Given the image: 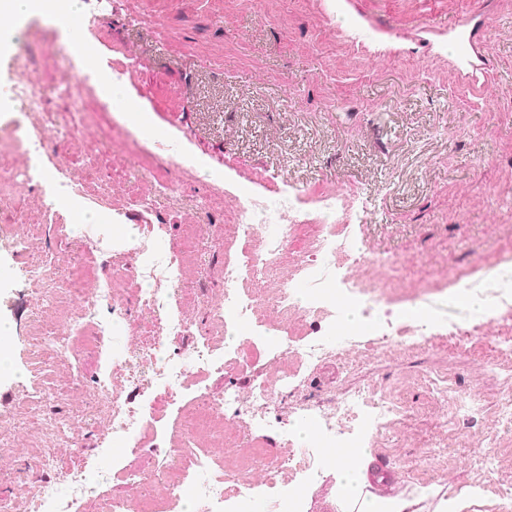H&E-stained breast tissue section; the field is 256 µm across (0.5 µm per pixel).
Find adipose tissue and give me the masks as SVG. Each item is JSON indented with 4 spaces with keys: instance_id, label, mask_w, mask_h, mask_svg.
Here are the masks:
<instances>
[{
    "instance_id": "obj_1",
    "label": "adipose tissue",
    "mask_w": 512,
    "mask_h": 512,
    "mask_svg": "<svg viewBox=\"0 0 512 512\" xmlns=\"http://www.w3.org/2000/svg\"><path fill=\"white\" fill-rule=\"evenodd\" d=\"M370 459L365 444L329 452L327 463L342 477V494L351 503L359 504L361 512H414L412 500L394 497H374L361 500V488L367 481V464Z\"/></svg>"
}]
</instances>
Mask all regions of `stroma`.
Wrapping results in <instances>:
<instances>
[{
	"label": "stroma",
	"mask_w": 512,
	"mask_h": 512,
	"mask_svg": "<svg viewBox=\"0 0 512 512\" xmlns=\"http://www.w3.org/2000/svg\"><path fill=\"white\" fill-rule=\"evenodd\" d=\"M117 40L135 56L131 79L113 102L95 91L85 95V136L69 142L46 136L32 180L11 207L0 208V323L16 370L0 378V431L16 425L19 403L43 383L29 345L44 295L30 276L34 257L77 268L85 238L102 237L103 264L89 286L104 288L111 264L125 260L111 244L126 225L154 224L156 244L168 253L180 249L187 226H194L196 245L168 287L171 312L192 316L195 324L188 335L169 337L166 356L180 364L183 353L207 340L208 306L221 293L225 253L215 240L235 205L181 169L183 158L228 175L241 196L264 188L311 195L358 189L366 215L358 243L369 256L402 257L403 298L448 269L478 276L512 254V0H88L77 29L21 8L0 34V156L19 117L9 97L18 56L49 94L75 42L94 47L93 59L77 61L94 75L106 69ZM125 105L144 113L149 129L130 124ZM157 141L168 144L167 154L155 155ZM87 152L98 159L96 177L111 186L105 204L92 197L59 203L62 227L43 226L42 210L53 203L49 185L62 172L86 179L81 157ZM159 181L173 182L175 193L156 197L146 215L127 207L128 196ZM21 232L30 234L31 251L17 247ZM118 293L117 307L100 305L97 319L108 326L121 311V330L101 351H73L60 361L53 394L31 414L62 423L55 444L63 466L110 473L80 512H97L102 499L138 512L140 496L122 472L149 477L163 470L201 393L217 397L228 387L247 388L274 365L254 319L238 325L235 336L261 352L248 373L192 371L172 391L119 383L122 397L143 408L139 438L146 449L133 452L134 440L109 434L112 398L99 389L129 345H153L156 327L134 287L119 284ZM472 319L487 328L479 344L458 346L441 336L426 348L380 353L367 350L371 329L343 334L324 323L308 325L307 337H325L332 353L302 368L272 408L265 430L271 445L280 442L279 419L329 405L351 388L384 389L402 407L392 417L401 441L394 448L372 445L370 482L389 483L391 495L415 501L417 512H436L440 499L464 492L473 495L464 512H500L494 490L512 485V442L499 445L493 469H478L469 448L451 444L445 416L423 385L426 376L445 375L455 389L485 399L501 386L503 371H486L485 364L512 339V320L481 313ZM439 440L449 442L447 455L413 476L420 451ZM24 445L20 439L0 446V512H22L18 489L37 488L29 460L19 453ZM311 453L324 481L296 478L292 488L310 512H343L326 443Z\"/></svg>",
	"instance_id": "obj_1"
}]
</instances>
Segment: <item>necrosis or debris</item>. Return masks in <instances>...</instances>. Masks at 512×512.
Segmentation results:
<instances>
[{"instance_id": "obj_1", "label": "necrosis or debris", "mask_w": 512, "mask_h": 512, "mask_svg": "<svg viewBox=\"0 0 512 512\" xmlns=\"http://www.w3.org/2000/svg\"><path fill=\"white\" fill-rule=\"evenodd\" d=\"M68 78L55 88L54 98H47L36 87L31 72L22 76L11 88V98L19 105L22 116L12 130L16 159L12 166L14 177L29 180L32 158L38 157L44 147L40 137L24 130L27 119L41 118L56 135L71 138L83 130V114L79 100L92 90V80L87 75H76L75 62H68ZM66 103L65 113L55 112L52 99ZM361 213L358 197L354 191L344 190L318 196L290 195L286 193L258 194L246 202L237 203L234 211L235 235L248 239L251 249L244 261L225 258L221 270L224 289L219 300L213 302L211 314L224 334L223 349L202 345L185 355L181 368L171 367L163 357L166 334H158L153 346L133 347L128 351L124 362L112 367L113 379L133 381L145 379L147 384L176 388L184 369L203 363L220 372L225 367L224 353H235L239 367L251 366L255 351L239 348L234 343L235 328L238 323L255 315L262 297H270L276 314L291 318L295 324L287 340L282 345L283 354L298 357L300 363L311 366L325 359L330 350L318 340H304L297 330L298 325L312 320L322 322L330 313L335 301L336 288H343L354 296L355 302L345 310V317L360 316L363 321L377 327L375 348L390 344L400 346H425L432 344L436 336L435 319H442L452 336L460 343L476 342L478 331L467 322L468 311L449 315L440 294L445 284H464L472 295L481 300H489L503 310V317L512 320V260L497 261L498 274L494 277L478 276L470 281H462L460 275L449 276L447 283H434L411 298L413 308L419 312L420 320L414 324L394 323L389 311L396 304L394 295L385 294L372 286L364 274L365 269L375 268L389 273L396 272L403 264L395 253H383L366 257L361 248L352 240V227L360 223ZM303 224L314 227V235L306 256L293 267L289 278L277 281L272 290L259 288L260 278L278 266L287 253L288 241L294 230ZM153 234L150 225L141 224L131 237L136 254L142 256L139 267L116 266L112 269L113 280L143 282L139 297L142 307L150 315H157L161 303L158 290L154 288V270L161 259L154 249L147 245ZM308 282L305 291H297L294 279ZM55 286L67 293L77 303L78 328L75 336L65 335L56 323L42 324L32 341L37 349L35 360L45 375H52L55 364L62 360L69 347L77 342L103 346L104 333L97 328L95 320L101 303L113 302L112 291L94 289L83 291L72 287L64 274H57ZM291 371H284L275 379L256 380L247 391L225 389L217 398L202 395V411L198 417L186 421L182 428V445L170 449L169 464L160 475L161 481L169 490H176L183 475L195 471L202 478L197 484V497L205 505L204 512H239L240 501L245 492L254 489L258 482L276 484L279 477L287 473H298L301 478L317 481L322 477L308 453L294 449L296 443V419H289L279 436L282 445L270 447L267 439L243 437L236 427L241 418H249L255 428L266 424V413L273 405L277 390L290 384ZM427 389L439 405H454L462 422L456 428V436L461 444L470 448L476 459L490 461L491 441L485 433L472 430L465 424V416L482 411L479 397L471 394L451 395L448 385L429 381ZM372 409L381 424L377 435L386 443L398 442L396 430L383 426L382 421L396 410L394 401L375 390H359L337 398L332 411L317 412L324 433L330 436L352 434V422L360 407ZM209 430L211 436L222 446L237 449L238 454L226 464L223 478L210 479L206 473L210 468L208 459L191 456L187 446L197 443L201 430ZM31 460L41 479V485L30 502L31 512H73V506L90 487L82 470H60L58 453L55 448L46 446L31 451Z\"/></svg>"}]
</instances>
